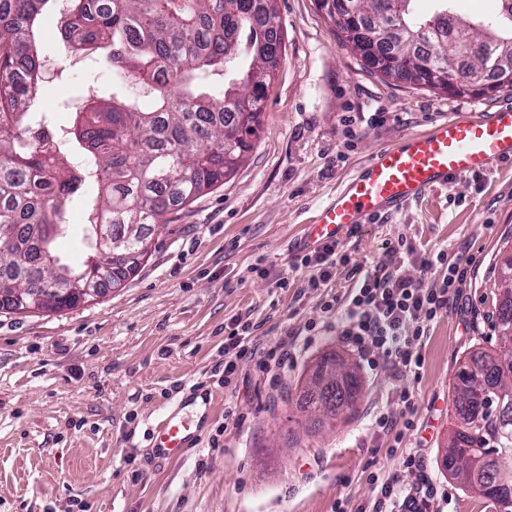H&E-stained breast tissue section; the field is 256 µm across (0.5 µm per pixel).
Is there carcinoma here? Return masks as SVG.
<instances>
[{"instance_id":"carcinoma-1","label":"carcinoma","mask_w":512,"mask_h":512,"mask_svg":"<svg viewBox=\"0 0 512 512\" xmlns=\"http://www.w3.org/2000/svg\"><path fill=\"white\" fill-rule=\"evenodd\" d=\"M368 17L367 33L404 17L424 22L416 0H349ZM431 18L442 32L440 64L484 63L483 43L473 54L458 47L450 22H468L448 9ZM75 50L99 55L116 76L112 97L93 91L76 113L68 138L45 137L48 119L31 112L43 82L40 31L47 16ZM503 57L512 60V11L498 10ZM284 49L276 0H0V279L24 288L31 272L48 282L63 269L54 243L67 224L75 194L86 199L85 224H109L112 242L148 259L154 227L198 197L224 184L245 162L261 131L268 91ZM142 88L151 106L129 92ZM95 274L101 287L112 269L101 252L84 268L67 270L82 284ZM503 298L495 331L502 345L478 350L464 361L453 383L455 415L473 426L448 435V472L473 451L481 458L464 487L503 512L512 502V404L500 401V382L512 388V265L498 271ZM361 391L357 373L343 386L313 375L304 408L332 413Z\"/></svg>"}]
</instances>
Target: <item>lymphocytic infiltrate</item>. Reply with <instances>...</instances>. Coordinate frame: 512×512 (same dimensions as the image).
Instances as JSON below:
<instances>
[{
    "mask_svg": "<svg viewBox=\"0 0 512 512\" xmlns=\"http://www.w3.org/2000/svg\"><path fill=\"white\" fill-rule=\"evenodd\" d=\"M418 263L422 276L412 279L401 274L404 262ZM295 264L310 269V289L326 286L339 268H346L352 286L344 301H323V312H338L340 334L349 347L365 359L368 367L386 363L417 371L423 366L422 346L431 324L447 313L459 297L468 268L449 262L445 252H417L413 246L392 248L381 270L368 273L353 266L343 242L332 241L313 250H299ZM258 326L235 319L224 343V383L237 382L245 367L265 373L283 368L292 357L287 344L269 349L249 343ZM369 512H434L433 489L427 479L409 488L393 476L372 478Z\"/></svg>",
    "mask_w": 512,
    "mask_h": 512,
    "instance_id": "obj_1",
    "label": "lymphocytic infiltrate"
}]
</instances>
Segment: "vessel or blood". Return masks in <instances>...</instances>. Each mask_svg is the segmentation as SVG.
<instances>
[{"label": "vessel or blood", "instance_id": "1", "mask_svg": "<svg viewBox=\"0 0 512 512\" xmlns=\"http://www.w3.org/2000/svg\"><path fill=\"white\" fill-rule=\"evenodd\" d=\"M512 163V107L467 117L448 115L422 133L379 150L344 188L319 207L301 238L314 249L343 240L349 232L449 180ZM196 414L175 405L152 433L154 454L161 459L184 456L197 440Z\"/></svg>", "mask_w": 512, "mask_h": 512}]
</instances>
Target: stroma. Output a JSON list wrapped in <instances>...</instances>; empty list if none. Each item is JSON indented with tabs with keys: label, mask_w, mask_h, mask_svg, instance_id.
I'll return each instance as SVG.
<instances>
[{
	"label": "stroma",
	"mask_w": 512,
	"mask_h": 512,
	"mask_svg": "<svg viewBox=\"0 0 512 512\" xmlns=\"http://www.w3.org/2000/svg\"><path fill=\"white\" fill-rule=\"evenodd\" d=\"M285 48L252 153L223 186L156 228V249L125 287L60 312L0 310V512H349L372 496L371 474L410 486L402 457L419 452L442 492L437 512H487L445 465L453 380L465 357L494 336V281L512 254V166L453 181L363 225L346 240L353 263L378 270L399 238L468 263L461 297L433 324L419 372L368 369L322 300L351 286L337 270L327 287L295 267L313 212L379 149L429 129L446 114L512 106V91L453 97L370 71L342 43L316 0H277ZM42 52L54 59L40 109L69 129L89 90L107 91L101 61L71 52L56 22ZM74 201L58 250L71 265L88 247ZM287 287H279L280 278ZM259 322L254 343L295 340L286 369L225 387L224 340L234 318ZM320 323L305 339L304 325ZM335 353L356 369L360 400L336 420H308L299 403L318 361ZM217 392L199 444L155 460L148 428L191 386ZM414 395L415 428L402 443L375 431ZM244 416L226 425L225 410Z\"/></svg>",
	"instance_id": "obj_1"
}]
</instances>
